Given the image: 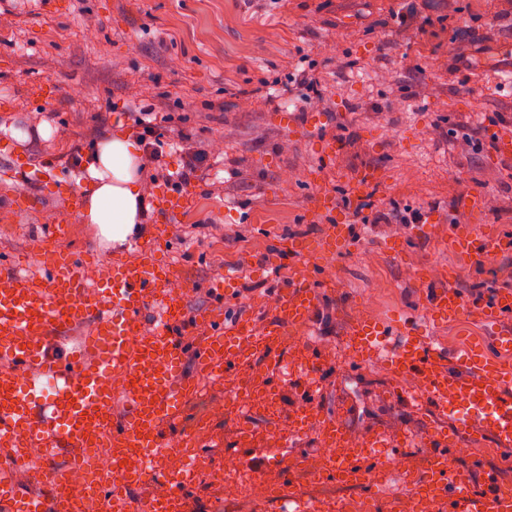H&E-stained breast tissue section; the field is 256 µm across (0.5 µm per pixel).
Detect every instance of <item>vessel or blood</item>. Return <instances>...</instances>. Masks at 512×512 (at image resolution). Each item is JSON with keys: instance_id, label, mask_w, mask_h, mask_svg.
<instances>
[{"instance_id": "obj_1", "label": "vessel or blood", "mask_w": 512, "mask_h": 512, "mask_svg": "<svg viewBox=\"0 0 512 512\" xmlns=\"http://www.w3.org/2000/svg\"><path fill=\"white\" fill-rule=\"evenodd\" d=\"M377 175L365 170L354 179L348 210H355ZM63 225L48 226L49 251L42 272L32 276L16 265L0 264V453L15 455L24 448L44 449L45 467L57 472L58 449L70 451L79 462L84 449L98 437L111 440L121 457L149 461L153 473L163 471L170 439H179L180 453L193 460L217 439L216 425L205 416L185 420L184 409L197 393L196 382L183 372L185 350H192L198 372L221 380H235L241 365H250L256 376L251 389L237 392L230 410L235 422L233 444L240 448L239 462L252 469L258 459H269L274 485L269 499H289L298 512H322L320 501L305 495L286 454L272 447L252 425L254 417L275 411L276 418L293 434L315 427L322 451L321 476L342 485H369L388 459L401 455L404 443L387 445L385 435L367 433L361 447L347 445L344 420L328 412L321 401L319 373L329 360L324 348L314 349L303 362L292 360L285 337L294 328L309 326L326 288L303 274L310 252L288 247L293 274L277 289L275 313L264 322L243 317L224 328L214 325L209 312H189L185 291L170 286L174 271L156 263L155 251L166 240L165 230L136 249L131 258H114L101 252L109 271L96 292L86 280L88 257L62 246ZM327 253L349 249L353 239L345 222L329 225L324 236ZM449 244L462 263L485 261L512 250V238L473 226L451 230ZM424 308L436 319H456L471 313L487 325L488 345L447 356L426 338L416 318L397 324L357 318L349 328L350 355L365 364L383 363L394 381L393 391L414 405L431 406L436 426L427 433L429 449L424 468L405 481L414 498L438 497L446 512H512V495L504 494L497 474L482 469L489 497L471 493L473 471L448 465L452 432L488 431L498 455H512V366L490 357V350L512 351V331L502 329V316L512 312V289L501 288L488 302L466 307L459 293L441 285L440 278H424ZM154 310L152 333H144L143 314ZM91 324L89 336L64 357H55L52 341L73 323ZM119 375L126 383L121 392L123 411L112 409V395L105 380ZM417 391L403 385L405 378ZM300 397L299 407L282 408L284 389ZM310 408L313 419L299 414ZM388 454H381V447ZM142 475L121 477L122 502L103 498V512H191L193 505L182 479L166 480L164 497H131ZM79 494L57 485L50 495L24 496L9 477L0 475V512H73Z\"/></svg>"}]
</instances>
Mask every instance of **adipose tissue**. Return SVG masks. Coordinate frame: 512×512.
Returning <instances> with one entry per match:
<instances>
[{
  "label": "adipose tissue",
  "mask_w": 512,
  "mask_h": 512,
  "mask_svg": "<svg viewBox=\"0 0 512 512\" xmlns=\"http://www.w3.org/2000/svg\"><path fill=\"white\" fill-rule=\"evenodd\" d=\"M142 157L137 141L109 137L98 142L86 166L88 191L79 219L109 242L121 244L136 235L145 218Z\"/></svg>",
  "instance_id": "obj_1"
}]
</instances>
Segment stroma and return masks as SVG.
Masks as SVG:
<instances>
[{
    "label": "stroma",
    "mask_w": 512,
    "mask_h": 512,
    "mask_svg": "<svg viewBox=\"0 0 512 512\" xmlns=\"http://www.w3.org/2000/svg\"><path fill=\"white\" fill-rule=\"evenodd\" d=\"M39 0L25 9L0 0V167L47 164L51 177L0 175V263L41 271L43 229L65 211L54 184L95 151L89 136L138 138L126 112L133 100L163 102L160 166L175 173L184 134L205 149L189 198L158 262L173 266L189 309H213L220 325L273 314V290L291 275L287 237L320 239L329 222L314 207L327 189L344 197L351 176L377 169L381 183L350 226L356 242L313 278L337 283L306 333L333 357L319 377L329 412L350 437L376 429L416 437L434 423L388 398L381 368L355 365L347 331L365 316L384 323L419 316L424 268L451 270L448 284L474 305L512 289V253L472 265L448 246L452 225L512 234V157L496 135L512 134V0ZM415 9L426 25L399 26ZM321 99H306V77ZM49 124V138L37 128ZM468 132L478 149L457 144ZM343 150L321 154L328 140ZM26 207L12 201L17 188ZM478 192L498 211L467 212ZM418 212L417 224H378V213ZM225 278L223 295L212 288ZM448 354L482 345L487 327L471 315L433 326ZM461 465L489 461L512 487L492 439L465 436Z\"/></svg>",
    "instance_id": "obj_1"
}]
</instances>
